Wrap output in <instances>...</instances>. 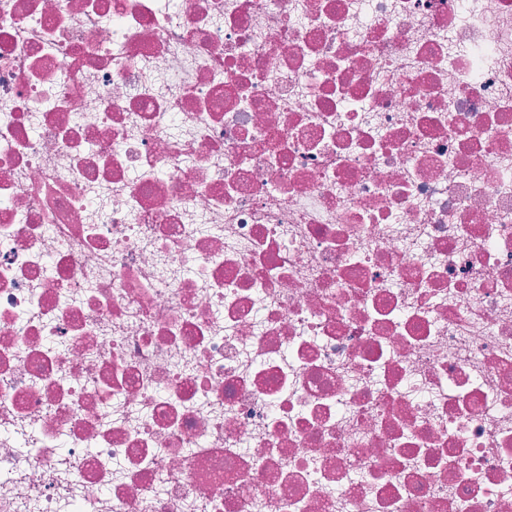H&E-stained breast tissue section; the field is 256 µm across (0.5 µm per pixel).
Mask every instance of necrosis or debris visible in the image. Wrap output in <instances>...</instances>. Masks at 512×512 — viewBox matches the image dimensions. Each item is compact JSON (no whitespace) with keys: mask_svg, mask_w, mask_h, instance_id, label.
<instances>
[{"mask_svg":"<svg viewBox=\"0 0 512 512\" xmlns=\"http://www.w3.org/2000/svg\"><path fill=\"white\" fill-rule=\"evenodd\" d=\"M0 512H512V0H0Z\"/></svg>","mask_w":512,"mask_h":512,"instance_id":"necrosis-or-debris-1","label":"necrosis or debris"}]
</instances>
